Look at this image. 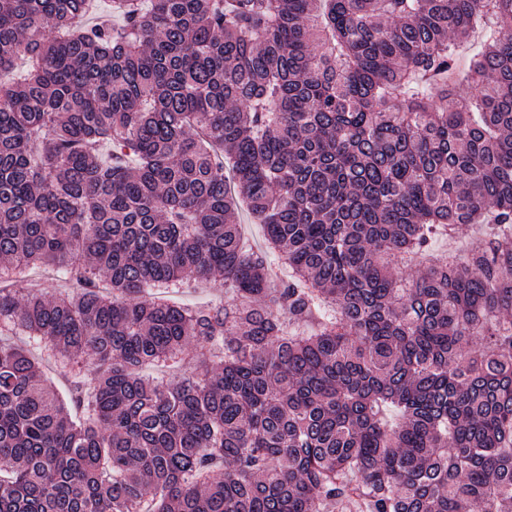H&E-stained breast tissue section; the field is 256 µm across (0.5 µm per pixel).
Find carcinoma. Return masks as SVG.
I'll use <instances>...</instances> for the list:
<instances>
[{
    "instance_id": "obj_1",
    "label": "carcinoma",
    "mask_w": 512,
    "mask_h": 512,
    "mask_svg": "<svg viewBox=\"0 0 512 512\" xmlns=\"http://www.w3.org/2000/svg\"><path fill=\"white\" fill-rule=\"evenodd\" d=\"M89 6L0 0V337L69 381L0 341V512H512V0ZM236 221L245 226V239L246 243L251 248L264 247L263 231L259 224H255L254 219L246 208H241L236 215ZM213 288H184L178 295L179 300L188 304H203L216 299L219 295H224V281L217 277L211 281ZM223 291V293H222Z\"/></svg>"
}]
</instances>
